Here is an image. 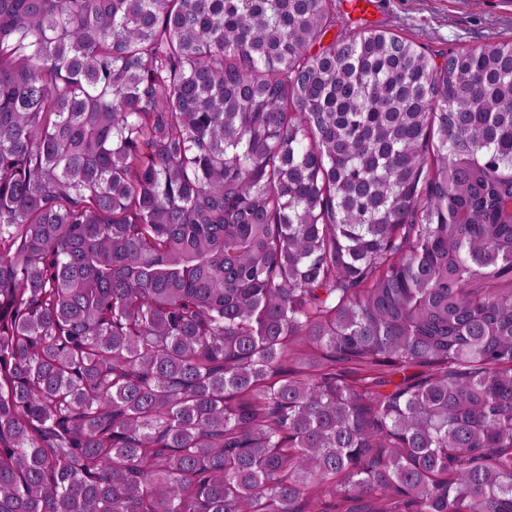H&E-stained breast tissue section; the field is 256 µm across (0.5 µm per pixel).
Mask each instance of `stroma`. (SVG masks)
<instances>
[{
  "instance_id": "35a3bbf8",
  "label": "stroma",
  "mask_w": 512,
  "mask_h": 512,
  "mask_svg": "<svg viewBox=\"0 0 512 512\" xmlns=\"http://www.w3.org/2000/svg\"><path fill=\"white\" fill-rule=\"evenodd\" d=\"M330 7L336 32H391L441 60L462 48L512 42V0H373L361 13L350 0Z\"/></svg>"
}]
</instances>
